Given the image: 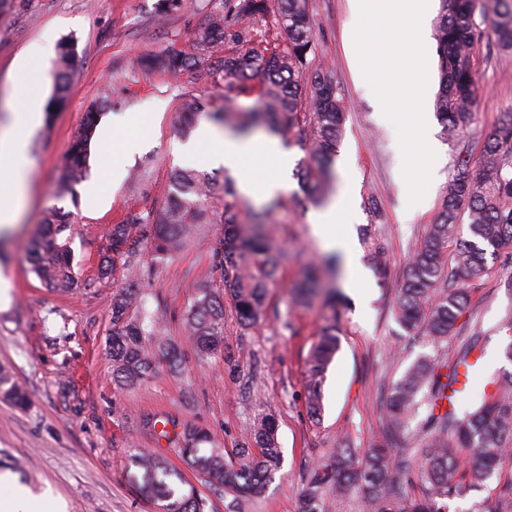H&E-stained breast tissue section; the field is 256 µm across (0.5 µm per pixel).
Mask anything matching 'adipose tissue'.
Returning <instances> with one entry per match:
<instances>
[{"label":"adipose tissue","instance_id":"ef3b65f1","mask_svg":"<svg viewBox=\"0 0 512 512\" xmlns=\"http://www.w3.org/2000/svg\"><path fill=\"white\" fill-rule=\"evenodd\" d=\"M46 52L43 46L32 50L29 64L16 69L11 81V122L0 132V184L12 185L20 198L25 195L29 165L26 134L41 118L42 100L36 96L35 89L45 81L38 62ZM186 156L192 162L201 161L210 166L221 164L234 171L246 163L268 170L269 177L263 188L268 196L286 188L284 174L292 162L289 152L276 138L262 135L247 141L220 140L205 125L199 128ZM352 218V199L345 192L334 203L312 212L309 222L313 234L326 247L341 251L348 281L356 284L360 281L362 266L350 246Z\"/></svg>","mask_w":512,"mask_h":512}]
</instances>
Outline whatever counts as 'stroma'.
Returning <instances> with one entry per match:
<instances>
[{"label": "stroma", "instance_id": "stroma-1", "mask_svg": "<svg viewBox=\"0 0 512 512\" xmlns=\"http://www.w3.org/2000/svg\"><path fill=\"white\" fill-rule=\"evenodd\" d=\"M0 9V121L9 110L10 76L37 44L77 41V55L62 105L43 116L31 134L29 180L21 216L0 232V276L10 283L11 301L0 307V367L7 368L27 395L25 405L0 397V494L23 488L60 501L64 512H159L155 499L129 479L132 457L145 448L183 470L193 484L200 476L186 469L177 448L184 425L207 430L212 447L235 455L258 418H274L282 465L258 498L237 503L240 512H298L300 495L315 464L349 438L366 447L379 437L389 389L419 356L434 348L404 332L393 309L397 290L417 239L431 223L453 174L455 145L443 128L435 139L442 166L433 173L430 200L413 217L404 214L402 153L394 126L379 125V102L370 87L355 84L347 55L350 22L347 0H309L317 62L332 67L348 110L339 155L352 164L355 202L354 245L368 254L371 242L384 247L390 275L379 280L363 269L369 307L348 297L337 324L339 350L322 386V412L307 407L305 368L329 310L325 290L343 288L342 255L313 236L308 217L314 206L296 176L281 192L265 234L281 257L277 278L266 293V313L242 328L232 301L224 303L221 352L199 357L184 340V316L198 289L218 284L211 267L224 227V191L213 186L204 203L208 221L170 245L162 263L140 252L138 293L153 312L164 338L178 342L184 368L160 371L132 389L112 380L109 336L112 295L125 283L122 273L100 278L98 267L113 225L130 209L162 205L173 170L184 168L176 147L179 106L200 99L206 111L224 104V82L207 69L177 75L144 66L147 55L167 49L192 51L210 18V0H186L182 9L159 15L158 0H8ZM473 62L480 94L464 134L472 164H479L485 141L512 113V52L499 51L493 35L477 44ZM102 114L90 146L84 182L62 192L60 177L75 134L93 107ZM135 112L140 146L125 154L110 121ZM120 161L122 177L103 187V201L90 209L85 191L100 165ZM375 197L383 211L375 224L367 209ZM64 212L82 284L64 294L46 286L26 259L30 240L54 210ZM491 272L470 291L477 361L456 400L464 408L482 398L492 377L512 372V362L492 369L491 353L512 342V261L490 260ZM322 271L323 294L296 305L294 285L309 268Z\"/></svg>", "mask_w": 512, "mask_h": 512}]
</instances>
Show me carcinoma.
Masks as SVG:
<instances>
[{"mask_svg": "<svg viewBox=\"0 0 512 512\" xmlns=\"http://www.w3.org/2000/svg\"><path fill=\"white\" fill-rule=\"evenodd\" d=\"M440 2L441 15L435 28L439 57L436 113L448 134L458 137L472 121L480 90L473 64L474 46L489 29L502 51H512V0H493L491 9L480 0ZM271 16L276 25L254 41V23ZM219 48L224 55L212 65L213 74L224 80L227 95L224 111L210 117L227 123L237 114L234 103L241 98L254 100L256 109L244 113V119L232 130L246 136L264 126L283 137L294 135L305 153L301 177L310 186L314 202H321L335 178L332 162L344 128L345 105L333 71L310 59L315 54V34L308 0H224V13L212 16L193 52L167 50L148 57L146 65L176 74L207 64ZM74 56L72 43L60 46L55 79L61 95L69 85ZM202 111L199 101H185L177 131L189 134ZM96 114L95 109L89 112L71 144L62 173L64 189L87 175ZM456 150V172L437 214L409 258L394 309L395 321L406 332L436 345H446L460 334L462 318L473 320L469 288L489 274L487 257L512 259V113L487 139L479 168L470 167L465 157L468 147L459 140ZM170 183L171 191L161 207L146 213L134 209L124 223L112 227L107 251L99 263L103 277L115 271L119 260L126 271L127 286L112 296L109 344L112 378L120 388L134 386L155 373V360L145 349L149 341L157 343L169 369L182 366L176 348L159 336L156 322L140 305L134 283L139 259L133 244L149 243L152 258L159 259L189 225L206 223L201 196L210 189L209 180L193 170H176ZM267 216L268 212L259 213L247 205L234 180L224 175V213L220 219L224 240L214 261L222 288L202 285L185 323L202 356L221 350L224 296L234 303L239 324L245 329L266 312V288L279 270L275 251L259 236ZM464 223L471 234L469 240L459 236ZM68 227V221L50 214L43 233L27 251L39 279L62 292L77 286L68 241L61 240ZM477 336L474 331L468 340L450 348L446 359H417L392 385L383 425L386 434L408 425L419 409L421 392L429 397L430 413L422 427L424 445L411 451L417 461L416 482L389 475L385 444L377 441L367 448H356L346 439L341 448L314 466L301 496L300 512H328L329 495L341 498L354 490L368 497L372 512H448L449 499L480 490L505 471L508 477L497 484L493 505L479 500L471 512H512V374L503 375L497 391L478 404L460 411L435 412V406L448 398L458 367L467 364ZM337 349L338 328L333 316L321 329L305 371L307 406L313 416L321 413V388ZM0 395L18 405L24 401L22 389L2 369ZM210 439L207 431L187 424L181 431L178 453L215 495H260L280 469L282 452L270 417L257 422L241 448L243 454L251 445L259 449V456L252 461L227 460L222 448L201 453L200 445ZM453 447L466 453V462L449 453ZM132 463L140 471L143 487L159 502L160 512H206L207 499L163 459L139 451Z\"/></svg>", "mask_w": 512, "mask_h": 512, "instance_id": "cac0c4a2", "label": "carcinoma"}]
</instances>
